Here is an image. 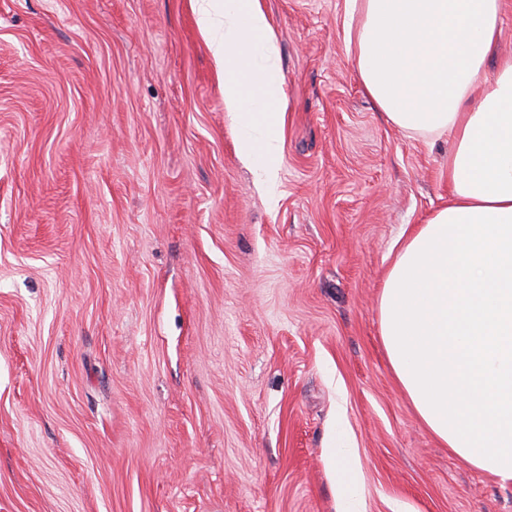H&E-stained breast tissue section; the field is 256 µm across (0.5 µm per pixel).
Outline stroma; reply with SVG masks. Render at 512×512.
<instances>
[{"mask_svg":"<svg viewBox=\"0 0 512 512\" xmlns=\"http://www.w3.org/2000/svg\"><path fill=\"white\" fill-rule=\"evenodd\" d=\"M288 110L265 188L191 0H0V512H512L427 431L378 300L448 200L386 122L345 0H264ZM326 460L330 468L340 501L339 512H363V481L354 448L338 421L336 438L331 448H326Z\"/></svg>","mask_w":512,"mask_h":512,"instance_id":"35a3bbf8","label":"stroma"}]
</instances>
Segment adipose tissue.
<instances>
[{
    "label": "adipose tissue",
    "mask_w": 512,
    "mask_h": 512,
    "mask_svg": "<svg viewBox=\"0 0 512 512\" xmlns=\"http://www.w3.org/2000/svg\"><path fill=\"white\" fill-rule=\"evenodd\" d=\"M503 0H346L357 78L400 130L447 138L448 203L401 245L378 302L391 370L449 452L512 480V56L486 76ZM339 512H363L344 431Z\"/></svg>",
    "instance_id": "adipose-tissue-1"
}]
</instances>
